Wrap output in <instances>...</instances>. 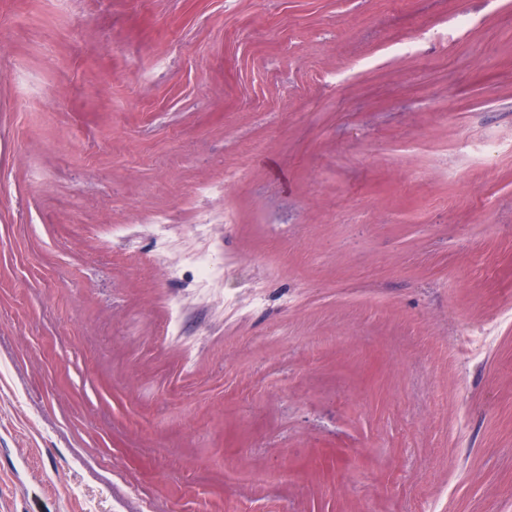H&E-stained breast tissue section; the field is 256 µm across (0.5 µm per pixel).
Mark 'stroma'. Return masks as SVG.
I'll return each instance as SVG.
<instances>
[{
    "label": "stroma",
    "mask_w": 512,
    "mask_h": 512,
    "mask_svg": "<svg viewBox=\"0 0 512 512\" xmlns=\"http://www.w3.org/2000/svg\"><path fill=\"white\" fill-rule=\"evenodd\" d=\"M0 43V512H512V0Z\"/></svg>",
    "instance_id": "35a3bbf8"
}]
</instances>
